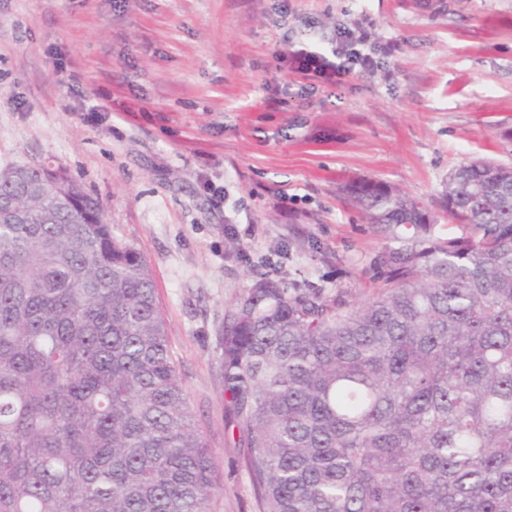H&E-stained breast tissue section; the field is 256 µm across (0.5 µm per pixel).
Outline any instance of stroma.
<instances>
[{"mask_svg": "<svg viewBox=\"0 0 512 512\" xmlns=\"http://www.w3.org/2000/svg\"><path fill=\"white\" fill-rule=\"evenodd\" d=\"M383 47L332 86L295 50L338 22ZM512 164V0H0V169L49 163L147 262L223 489L261 512L224 412V315L277 269L352 303L389 243L342 192L439 212L450 170Z\"/></svg>", "mask_w": 512, "mask_h": 512, "instance_id": "obj_1", "label": "stroma"}]
</instances>
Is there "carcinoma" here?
<instances>
[{
	"instance_id": "1",
	"label": "carcinoma",
	"mask_w": 512,
	"mask_h": 512,
	"mask_svg": "<svg viewBox=\"0 0 512 512\" xmlns=\"http://www.w3.org/2000/svg\"><path fill=\"white\" fill-rule=\"evenodd\" d=\"M15 169L0 512H210L216 454L147 263L72 177ZM344 191L394 244L374 294L260 276L224 316V406L263 512H512V167L455 166L439 216L380 181Z\"/></svg>"
}]
</instances>
